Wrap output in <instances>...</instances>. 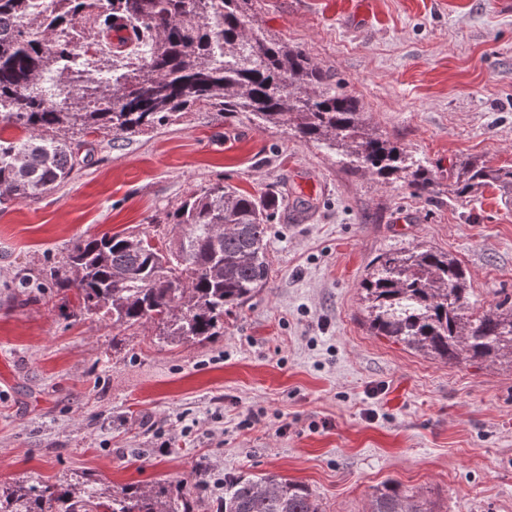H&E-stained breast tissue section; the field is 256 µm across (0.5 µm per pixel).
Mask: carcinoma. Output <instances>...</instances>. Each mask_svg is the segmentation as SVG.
I'll list each match as a JSON object with an SVG mask.
<instances>
[{"label":"carcinoma","instance_id":"cac0c4a2","mask_svg":"<svg viewBox=\"0 0 512 512\" xmlns=\"http://www.w3.org/2000/svg\"><path fill=\"white\" fill-rule=\"evenodd\" d=\"M257 0H0V205L37 197L68 179L85 137L130 138L209 107L303 141L401 180L419 196L436 177L369 128L357 100L299 48L256 21ZM118 36L114 56L86 57L91 43ZM512 190V165L467 161L450 192ZM275 199L217 182L190 194L146 232L79 237L51 286L77 290L79 312L116 328L149 325L158 342H204L224 335V315L263 287L270 273L268 224ZM374 336L447 364L512 362V305H477L455 256L417 244L377 255L360 283ZM0 512H190L165 485L78 487L33 481L0 485ZM220 512H319L303 484L245 473L224 477ZM371 512H432L394 482L377 489Z\"/></svg>","mask_w":512,"mask_h":512}]
</instances>
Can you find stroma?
<instances>
[{
  "label": "stroma",
  "mask_w": 512,
  "mask_h": 512,
  "mask_svg": "<svg viewBox=\"0 0 512 512\" xmlns=\"http://www.w3.org/2000/svg\"><path fill=\"white\" fill-rule=\"evenodd\" d=\"M257 20L443 186L468 156L512 164V0H257ZM80 153L47 194L0 205V483H164L219 512L225 474H274L322 512H370L394 480L434 512H512V365L371 335L359 290L377 255L425 243L463 262L481 305L512 299V192L420 197L208 108ZM216 182L277 208L270 277L213 341L160 345L22 287L76 238L153 231Z\"/></svg>",
  "instance_id": "obj_1"
}]
</instances>
